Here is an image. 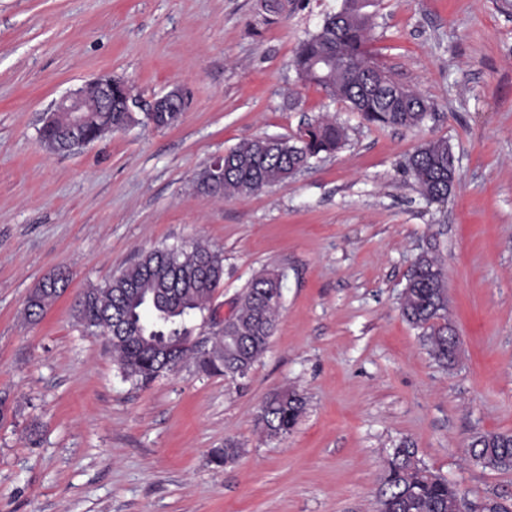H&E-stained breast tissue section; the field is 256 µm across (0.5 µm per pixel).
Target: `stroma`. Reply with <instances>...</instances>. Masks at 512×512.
I'll use <instances>...</instances> for the list:
<instances>
[{
    "label": "stroma",
    "instance_id": "1",
    "mask_svg": "<svg viewBox=\"0 0 512 512\" xmlns=\"http://www.w3.org/2000/svg\"><path fill=\"white\" fill-rule=\"evenodd\" d=\"M342 0H0V512H377L392 448L469 500L502 496L512 471L482 468L471 443L512 433V0H381L371 49L433 106L409 130L365 121L301 87L290 65ZM123 78L140 107L181 86L168 129L138 123L73 152L40 129L85 81ZM328 116L345 146L246 199L196 180L242 141L294 136ZM447 140L456 184L430 202L405 168ZM200 241L224 259L215 317L246 285L284 288L266 352L245 376L194 360L150 384L125 380L74 301L151 249ZM448 282L460 338L451 367L400 312L421 252ZM69 274L36 322L31 292ZM214 319H197L209 342ZM306 406L288 437L257 424L274 391ZM239 453L218 465L226 446Z\"/></svg>",
    "mask_w": 512,
    "mask_h": 512
}]
</instances>
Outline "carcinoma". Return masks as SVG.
Listing matches in <instances>:
<instances>
[{
	"mask_svg": "<svg viewBox=\"0 0 512 512\" xmlns=\"http://www.w3.org/2000/svg\"><path fill=\"white\" fill-rule=\"evenodd\" d=\"M370 0H343L342 10L328 16L299 41L292 65L297 79L314 85L332 100L344 102L374 124L407 129L422 125L431 105L397 82L375 59L371 49L373 15ZM137 119L129 112L112 113V123L91 112L81 126L87 140L100 139ZM71 134L69 117L44 126L41 136L49 149L62 151ZM343 126L331 118L305 124L294 138L282 137L270 146L259 137L224 153V180L219 190L226 199L247 198L294 177L311 160L332 155L346 144ZM448 141L433 140L407 160L419 193L429 200L448 197ZM68 276L45 279L30 295L27 316L36 320L62 294ZM224 280L223 257L200 243L191 251L156 248L113 277L92 287L75 305L77 320L88 330L112 334V316H120L127 333L112 341L121 372L136 384H148L194 356L209 375L242 376L266 351L281 307V275L262 273L241 293L238 308L224 333L215 337L210 356L196 355L188 318L209 309ZM401 313L422 330L432 358L442 366L453 361L458 336L448 325L446 278L426 253L416 259L401 297ZM305 408L294 390L272 393L261 405L258 423L269 437L283 438L298 423ZM474 459L484 468L512 470V434L494 433L475 440ZM465 496L445 477L431 472L413 444L404 442L386 461L378 512H462Z\"/></svg>",
	"mask_w": 512,
	"mask_h": 512,
	"instance_id": "carcinoma-1",
	"label": "carcinoma"
}]
</instances>
